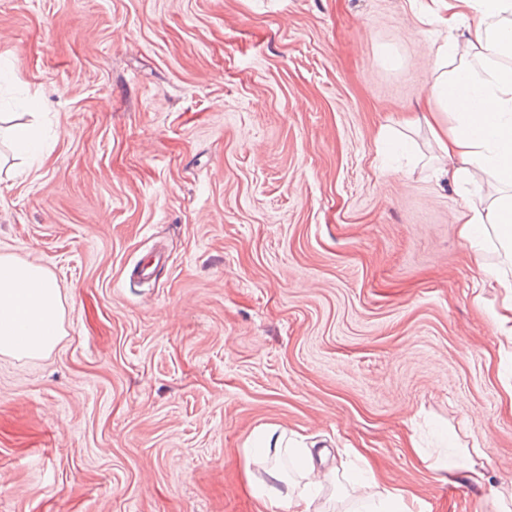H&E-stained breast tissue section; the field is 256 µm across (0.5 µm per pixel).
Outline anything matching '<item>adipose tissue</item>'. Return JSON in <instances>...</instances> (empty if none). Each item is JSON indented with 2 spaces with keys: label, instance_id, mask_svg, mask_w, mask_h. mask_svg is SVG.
Listing matches in <instances>:
<instances>
[{
  "label": "adipose tissue",
  "instance_id": "obj_1",
  "mask_svg": "<svg viewBox=\"0 0 512 512\" xmlns=\"http://www.w3.org/2000/svg\"><path fill=\"white\" fill-rule=\"evenodd\" d=\"M428 13L448 30L471 19L465 43L430 47V116L426 123L440 157L453 161L456 187L497 188L488 203L463 198L459 234L473 250L489 240L512 245V68L498 56L512 47V0H430ZM65 309L55 279L41 266L0 255V354H49L64 334ZM253 442L268 458L292 456L297 479L270 469L269 482L252 491L268 512H329L319 496L331 480L306 448H287L276 427Z\"/></svg>",
  "mask_w": 512,
  "mask_h": 512
}]
</instances>
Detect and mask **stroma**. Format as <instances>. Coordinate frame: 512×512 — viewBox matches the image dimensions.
Segmentation results:
<instances>
[{"label":"stroma","mask_w":512,"mask_h":512,"mask_svg":"<svg viewBox=\"0 0 512 512\" xmlns=\"http://www.w3.org/2000/svg\"><path fill=\"white\" fill-rule=\"evenodd\" d=\"M421 0H0V254L55 278L65 336L0 355V512H266L275 424L347 448L411 512L512 481L500 289L427 128ZM164 260L139 275L150 255ZM486 473H440V446Z\"/></svg>","instance_id":"35a3bbf8"}]
</instances>
